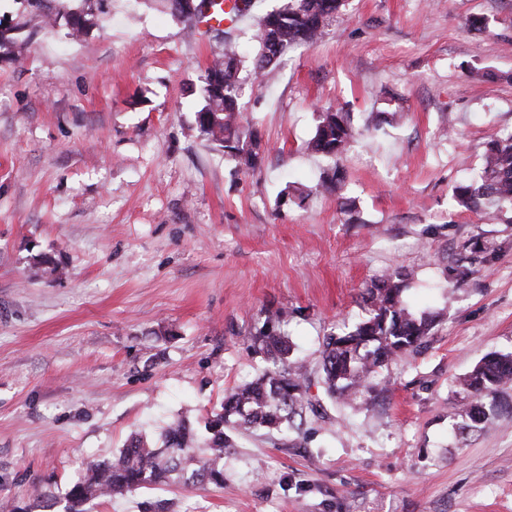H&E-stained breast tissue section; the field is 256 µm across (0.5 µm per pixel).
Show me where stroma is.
<instances>
[{
	"label": "stroma",
	"instance_id": "35a3bbf8",
	"mask_svg": "<svg viewBox=\"0 0 512 512\" xmlns=\"http://www.w3.org/2000/svg\"><path fill=\"white\" fill-rule=\"evenodd\" d=\"M482 17L486 31L466 21ZM214 33L137 0H107L82 39L58 33L0 60V498L65 494L132 435L195 433L265 367L269 315L306 360L324 419L308 445L239 439L224 485L99 498L89 512H512V414L456 439V379L512 349V223L460 207L455 186L512 132V0H346L342 21L246 87L269 151L236 170L195 126ZM364 133L319 189L306 149L321 108ZM309 195H283L286 183ZM472 238L496 258L456 285ZM57 275H48V268ZM400 267L437 324L381 371L368 409L325 401L322 343L363 314L362 289Z\"/></svg>",
	"mask_w": 512,
	"mask_h": 512
}]
</instances>
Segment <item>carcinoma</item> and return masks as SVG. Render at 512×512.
Returning <instances> with one entry per match:
<instances>
[{
	"instance_id": "cac0c4a2",
	"label": "carcinoma",
	"mask_w": 512,
	"mask_h": 512,
	"mask_svg": "<svg viewBox=\"0 0 512 512\" xmlns=\"http://www.w3.org/2000/svg\"><path fill=\"white\" fill-rule=\"evenodd\" d=\"M22 10L14 27L0 30V59L15 62L11 48L26 30L62 32L79 40L98 25L103 0H17ZM163 12L194 22L209 8V0H148ZM344 0H282L278 9L260 17L255 29L256 53L245 60L225 47L201 76V102L195 122L199 135L221 149L245 172L260 168L265 145L258 132L243 121L241 100L244 86L261 81L290 50L319 39L342 16ZM359 131L350 116L338 109L318 113L314 136L308 148L326 158L330 167L319 186L332 190L343 181L337 161ZM455 200L467 210L498 211L512 208V134L490 142L479 174L455 189ZM494 250L478 239L463 243L455 260V279L463 284L472 275V265L492 257ZM412 274L395 268L373 279L361 293L366 316L353 325H343L324 338L321 350V383L325 394L352 409L368 405V396L379 385L380 371L390 362L426 347L436 317L417 314L403 299ZM288 313L275 312L271 328L260 333L255 350L271 365L248 384L224 396L221 411L206 424L208 438L194 446V434L183 419L163 428L161 446L140 435L109 461H90L85 474L66 492L65 512H86L84 506L102 496L122 497L138 490L179 482L193 489L208 485L224 487V449L235 448L233 433L277 432L285 439L306 438L313 410L307 399L310 378L306 366L290 357L291 345L281 333ZM463 396L458 421L452 426L457 437L482 429L493 417L512 411V351L483 357L458 381Z\"/></svg>"
}]
</instances>
